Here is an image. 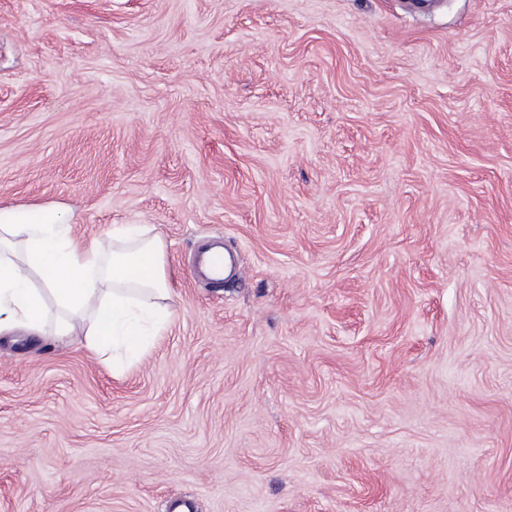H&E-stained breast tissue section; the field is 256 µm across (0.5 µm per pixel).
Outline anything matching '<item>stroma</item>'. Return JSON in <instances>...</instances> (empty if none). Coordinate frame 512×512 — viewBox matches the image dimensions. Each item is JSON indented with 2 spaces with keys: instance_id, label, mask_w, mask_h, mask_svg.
<instances>
[{
  "instance_id": "35a3bbf8",
  "label": "stroma",
  "mask_w": 512,
  "mask_h": 512,
  "mask_svg": "<svg viewBox=\"0 0 512 512\" xmlns=\"http://www.w3.org/2000/svg\"><path fill=\"white\" fill-rule=\"evenodd\" d=\"M46 204L154 227L171 318L0 335V512H512V0H0ZM199 274L212 283H222L224 277L239 270L238 259L222 245H212L201 252L197 260Z\"/></svg>"
}]
</instances>
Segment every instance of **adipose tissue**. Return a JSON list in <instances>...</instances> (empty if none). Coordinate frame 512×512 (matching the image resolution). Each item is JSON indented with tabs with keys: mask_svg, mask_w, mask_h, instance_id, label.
<instances>
[{
	"mask_svg": "<svg viewBox=\"0 0 512 512\" xmlns=\"http://www.w3.org/2000/svg\"><path fill=\"white\" fill-rule=\"evenodd\" d=\"M112 237L120 246L107 260L97 242L75 245L58 205L0 208V335L80 336L93 351L142 353L170 320L163 242L140 224Z\"/></svg>",
	"mask_w": 512,
	"mask_h": 512,
	"instance_id": "obj_1",
	"label": "adipose tissue"
}]
</instances>
